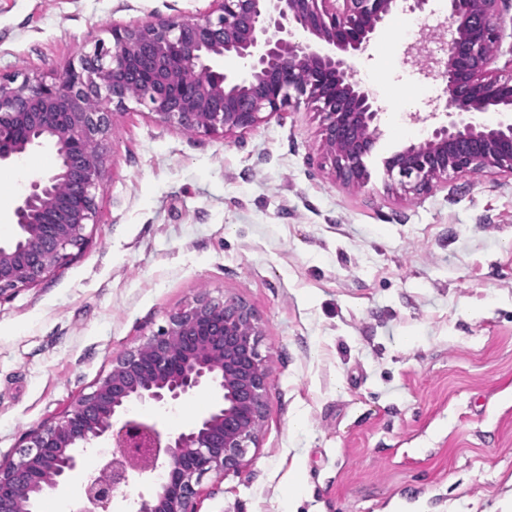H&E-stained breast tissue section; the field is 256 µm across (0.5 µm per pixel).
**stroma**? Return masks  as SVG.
<instances>
[{"label":"stroma","mask_w":512,"mask_h":512,"mask_svg":"<svg viewBox=\"0 0 512 512\" xmlns=\"http://www.w3.org/2000/svg\"><path fill=\"white\" fill-rule=\"evenodd\" d=\"M212 7L0 0V74L57 72L112 24ZM409 46L393 15L352 61L382 108L362 187L336 179L311 104L227 138L136 104L115 116L85 248L0 296V464L205 292L255 311L271 388L245 468L203 476L197 512H512V179L452 174L413 197L386 176L440 85ZM55 166L50 146L0 164V241Z\"/></svg>","instance_id":"obj_1"}]
</instances>
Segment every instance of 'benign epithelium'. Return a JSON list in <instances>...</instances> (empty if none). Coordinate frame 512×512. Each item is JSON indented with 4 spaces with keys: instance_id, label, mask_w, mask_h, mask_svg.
Segmentation results:
<instances>
[{
    "instance_id": "1",
    "label": "benign epithelium",
    "mask_w": 512,
    "mask_h": 512,
    "mask_svg": "<svg viewBox=\"0 0 512 512\" xmlns=\"http://www.w3.org/2000/svg\"><path fill=\"white\" fill-rule=\"evenodd\" d=\"M212 2L195 20L114 24L110 41H96L60 74L27 76L19 85L0 79V162L46 141L59 160L50 175L30 181L13 210L17 234L0 243V296L38 284L83 249L87 225L97 223L104 143L114 115L132 102L161 123L224 137L253 129L264 113L315 104L336 177L347 186L368 182L382 109L349 59L367 51L394 9L423 13L429 0ZM499 2L447 0L453 32L441 61L443 111L412 114L427 124V136L384 160L388 177L399 176L415 195L450 173L512 177V70L493 68ZM226 57L244 73L225 71L219 61ZM94 100L105 107L90 109ZM490 112L500 116L493 124L481 120ZM260 336L256 314L240 300L202 293L177 309L57 422L30 433L18 461L0 466V512H16L22 499L37 512L46 490L64 484L90 448L135 455L141 465L107 459L108 479L87 481L91 508L77 512H109L135 475L149 489L130 500V512H197L201 478L241 471L257 445L270 388ZM202 390L213 395L212 406L175 434L133 413Z\"/></svg>"
}]
</instances>
